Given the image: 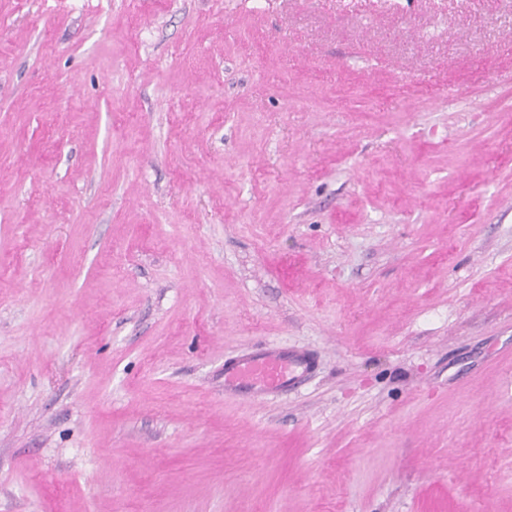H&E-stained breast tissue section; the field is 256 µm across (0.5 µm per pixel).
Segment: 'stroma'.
Listing matches in <instances>:
<instances>
[{"label":"stroma","mask_w":512,"mask_h":512,"mask_svg":"<svg viewBox=\"0 0 512 512\" xmlns=\"http://www.w3.org/2000/svg\"><path fill=\"white\" fill-rule=\"evenodd\" d=\"M0 512H512V0H0ZM309 361L292 359L287 353L263 351L224 365V390L234 383L282 389L296 379V370Z\"/></svg>","instance_id":"35a3bbf8"}]
</instances>
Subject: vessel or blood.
<instances>
[{"label":"vessel or blood","mask_w":512,"mask_h":512,"mask_svg":"<svg viewBox=\"0 0 512 512\" xmlns=\"http://www.w3.org/2000/svg\"><path fill=\"white\" fill-rule=\"evenodd\" d=\"M301 365V360L281 352H258L225 365L224 388L232 390L238 383L282 389L295 380Z\"/></svg>","instance_id":"b4317fda"}]
</instances>
